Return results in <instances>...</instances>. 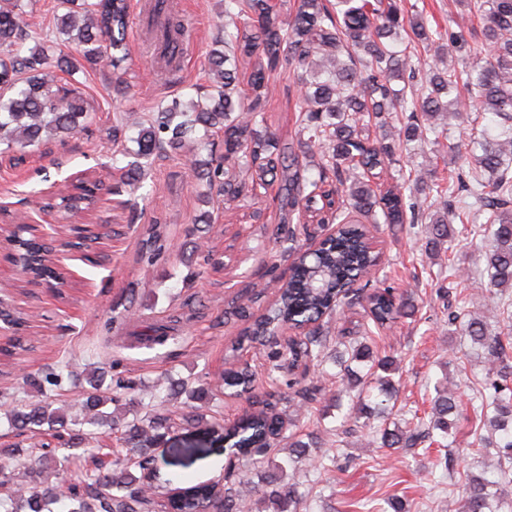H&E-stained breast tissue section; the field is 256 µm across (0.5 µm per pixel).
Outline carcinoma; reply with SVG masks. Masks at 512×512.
Returning <instances> with one entry per match:
<instances>
[{
    "mask_svg": "<svg viewBox=\"0 0 512 512\" xmlns=\"http://www.w3.org/2000/svg\"><path fill=\"white\" fill-rule=\"evenodd\" d=\"M25 0H0V154L24 157L55 132L72 137L84 130L92 112L77 87L58 84L49 68L70 75L79 67L124 70L129 59L127 30L130 0H59L54 28L58 51L49 55L38 45L40 36L23 25ZM470 9L483 16L479 40L468 42L463 29L432 30L419 12L405 11L403 0H300L295 14H285L269 0H224V25L213 38L207 54L212 90L190 101L174 99L157 109L156 119L139 131L135 155L147 158L183 146L188 134L200 129L198 151L204 160L191 161L193 175L218 187L224 200L239 207L262 199L270 181H280L276 196L286 219L304 210L321 224L339 226L336 239L320 254L290 268L282 291L268 313L240 334L235 352L244 344L267 345L266 333L291 320L309 322L314 328L288 345L285 352L269 355L267 377L279 381L283 363L323 365L328 358L327 338L320 321L336 311L341 296L352 286L370 282L366 272L375 255L366 252L361 238L366 227L348 219L349 212L383 221L392 227L404 224L407 211H419L428 220L425 249L433 252L455 234L454 224H475L486 238L485 272L478 279L484 289L458 294L448 310V323L484 356L487 381L473 407L498 432L494 446L508 466L489 478L473 475L462 489L459 512H499L504 500L503 482L512 473V324L491 329L468 307L494 299L512 288V0H473ZM410 28L411 41L434 49L435 56L448 49L463 54L462 66L439 67L400 48L398 31ZM182 24L170 13L159 29L165 55L177 54ZM290 73L301 85L294 105L296 143L279 146L268 134L266 102L273 93L269 82L275 73ZM400 81L404 88L395 89ZM468 92L469 108L477 115H491L472 141L471 164L459 170L448 187L434 183L420 206L405 196L399 185L384 186L382 175L394 163L395 146L369 140L364 133L371 119L384 112H405L403 141L438 145L447 128L464 120L460 89ZM224 132V155L208 149L210 135ZM319 149L316 175L305 176L313 150ZM96 186L79 182L75 191L45 206L70 220L97 203ZM164 231L150 225L142 239L145 257L154 259L164 249ZM12 261L34 279H51L55 272L46 257L48 247L35 237L17 236ZM374 325L384 326L414 313L404 295L388 286L366 296ZM171 324H149L140 336L147 341L171 338ZM371 330H361L350 343L349 359H337L339 395L353 400L355 419L371 418L374 410L398 392V370L393 356L377 358ZM233 386L252 389L254 373L246 365L232 372ZM375 380L373 404L362 401L359 386L364 377ZM82 410L92 414L91 425L108 426L119 433L117 441L126 452L116 451L106 462L97 455L106 448L98 431L85 432L70 426L66 411L54 401L16 407L12 425L33 440L31 446L14 444L0 452L16 466H0V508L4 512H154L158 496L144 475L156 466L144 445L150 433L175 422L194 425L204 418L201 402L208 389L184 379L170 380L171 396H186L178 404L163 400L141 417L120 423L100 411L106 401L134 390L115 380L116 396L102 394L104 372L91 371ZM429 421L417 414L404 417L393 427H369L372 443L384 448H419L445 438L462 414L454 393L434 386ZM273 392L255 396L254 413L227 433L231 447H251L263 452L276 442L289 441L288 458L310 457L311 442L290 440L294 419L278 407ZM81 448L95 458L91 468L72 469L73 457L58 455L62 449ZM55 464L63 473L53 484L40 479L42 461ZM229 467L220 487L193 485L180 489L171 503L174 512H252L255 487ZM262 497L274 512H297L301 495L297 483L287 480L285 464L269 460L264 466Z\"/></svg>",
    "mask_w": 512,
    "mask_h": 512,
    "instance_id": "obj_1",
    "label": "carcinoma"
}]
</instances>
